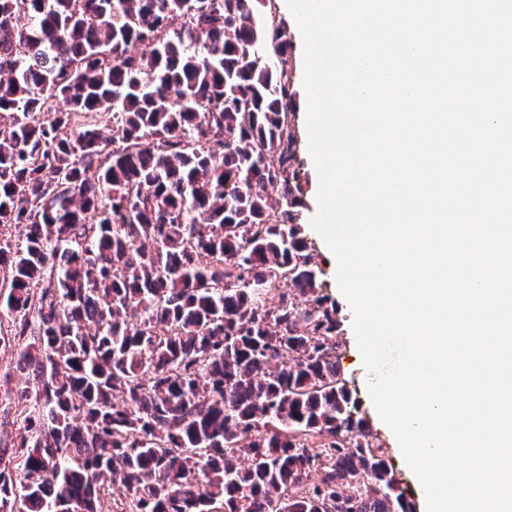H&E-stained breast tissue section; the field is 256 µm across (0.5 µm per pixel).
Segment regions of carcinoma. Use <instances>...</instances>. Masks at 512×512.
<instances>
[{"label":"carcinoma","mask_w":512,"mask_h":512,"mask_svg":"<svg viewBox=\"0 0 512 512\" xmlns=\"http://www.w3.org/2000/svg\"><path fill=\"white\" fill-rule=\"evenodd\" d=\"M292 48L275 0H0V343L34 383L0 512H415L336 362Z\"/></svg>","instance_id":"1"}]
</instances>
